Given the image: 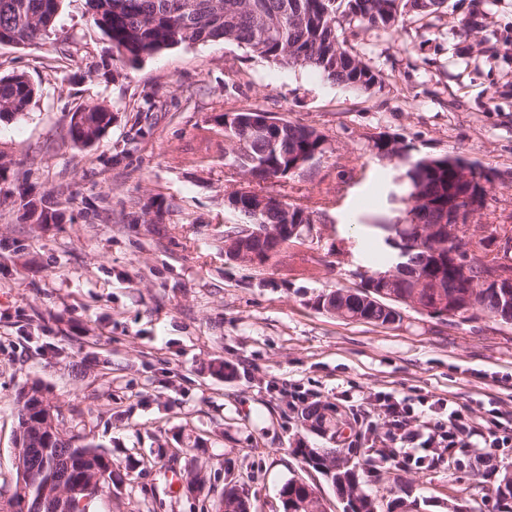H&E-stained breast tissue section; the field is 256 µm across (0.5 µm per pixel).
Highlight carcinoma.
<instances>
[{
	"instance_id": "obj_1",
	"label": "carcinoma",
	"mask_w": 512,
	"mask_h": 512,
	"mask_svg": "<svg viewBox=\"0 0 512 512\" xmlns=\"http://www.w3.org/2000/svg\"><path fill=\"white\" fill-rule=\"evenodd\" d=\"M62 0H0V45H26L52 30ZM94 24L112 43L113 60L126 66H135L144 58L163 49L182 44L208 42H236L269 61L287 66L308 67L327 79L343 83L357 90H368L375 74L351 54L336 35V0H88ZM404 0H346L348 13L371 23L390 27L395 22ZM34 97V88L23 74L0 77V120L25 112ZM259 111L234 113L232 125L224 129V140L229 142L234 161L247 168L256 184L270 180V175L289 168L294 155L323 154L325 137L311 126L280 120L265 137H257L251 130ZM114 115L108 108L95 105L83 107L72 114L68 136L78 145H89L100 140L112 125ZM450 158H422L402 185L406 194H417L430 202L429 210L421 213L426 224L434 223L436 216L448 205V185L451 182ZM228 205L242 218V223L228 226L225 233L240 234L254 219L249 216L245 196L229 198ZM58 197L51 194L38 198L20 196L18 219L30 224H54L59 221ZM264 224H301L296 234L287 233L285 240L295 243L309 230L306 224L320 221L317 212L300 207L286 210V203L270 200ZM376 250L385 257L384 270L396 262L395 251L388 246L389 229L385 224H372ZM473 237L461 236L451 246L441 250L446 259H434L418 249L404 259V270L391 283L390 291L398 296L409 293L413 275L439 279L448 294L469 293L475 296L474 309L494 320L500 309L512 305V291L488 285L479 290L466 286L467 280H478L484 269L483 259L471 250ZM469 260V276L458 271L461 263ZM396 313H382L379 306L360 298H346L347 319L374 322L388 326L403 321L397 313L405 309L399 302L384 301ZM44 397L32 386L17 398V420L23 415L34 419L42 412ZM327 406L312 403L302 418L311 426L330 432L326 448H296L294 452L302 464L324 476L333 486L336 496L343 500L344 512H379V503L360 489L356 468L340 469L336 464L340 449L336 447V424L326 415ZM80 436L71 435L61 443H45L33 433V426L16 429V444L33 448L35 453L24 456V464L36 473L49 471L50 479L62 483H78L86 477L97 476L102 486L115 484L120 475L112 470V459L107 453L79 443ZM308 483L290 479L281 488L282 512H316L319 499L307 491ZM497 498L507 505L512 503V473L504 472L496 487Z\"/></svg>"
}]
</instances>
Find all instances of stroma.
<instances>
[{"label": "stroma", "mask_w": 512, "mask_h": 512, "mask_svg": "<svg viewBox=\"0 0 512 512\" xmlns=\"http://www.w3.org/2000/svg\"><path fill=\"white\" fill-rule=\"evenodd\" d=\"M340 42L378 78L359 91L309 68L267 61L233 42L175 46L115 69L87 0H62L48 37L0 46V74L36 88L27 112L0 121V497L11 492L15 401L37 386L65 432L103 449L121 474L90 512H216L226 483L253 512H281L291 478L313 485L327 512L341 504L297 444L316 448L291 394L336 408V429L380 504L415 512H503L499 471L473 451L434 468L384 466L383 432L358 438L351 398L377 391L442 398L475 428L489 409L512 423V323L474 313L452 324L406 311L384 328L314 308L322 290L353 288L376 257L368 226L396 221L399 160L376 145L404 142L408 158L459 156L497 171L485 224L512 219V0H447L424 16L405 9L386 29L336 12ZM163 104L152 138L128 143L143 92ZM116 116L98 142L66 131L79 108ZM261 109L314 127L326 148L264 193L326 212L312 236L261 266L224 258L225 204L252 183L224 142V115ZM63 191L55 224L18 219L19 188ZM164 204L155 215L153 202ZM233 376L215 372L217 364ZM200 473V491L167 472Z\"/></svg>", "instance_id": "stroma-1"}]
</instances>
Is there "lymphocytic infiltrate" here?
I'll return each instance as SVG.
<instances>
[{"label":"lymphocytic infiltrate","mask_w":512,"mask_h":512,"mask_svg":"<svg viewBox=\"0 0 512 512\" xmlns=\"http://www.w3.org/2000/svg\"><path fill=\"white\" fill-rule=\"evenodd\" d=\"M383 411L388 420L385 433L394 462L422 464L428 454L442 448L455 452L459 448L483 449L484 461H491L497 449L512 446V427L499 418H491L486 429L476 430L461 411L438 399L428 401L392 392L363 397L356 407L358 417L366 418V431H373L369 416Z\"/></svg>","instance_id":"f902f5d3"}]
</instances>
